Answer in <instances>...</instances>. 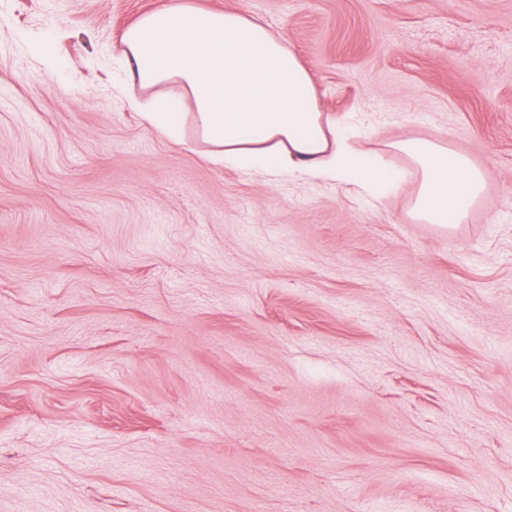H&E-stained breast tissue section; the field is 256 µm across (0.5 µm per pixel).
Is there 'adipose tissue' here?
<instances>
[{
	"mask_svg": "<svg viewBox=\"0 0 512 512\" xmlns=\"http://www.w3.org/2000/svg\"><path fill=\"white\" fill-rule=\"evenodd\" d=\"M122 57L143 79L146 98L131 108L172 142L207 145L209 161L268 178L355 183L384 195L399 179L364 164L288 39L242 11H216L193 0H163L123 34ZM420 174L415 219L463 223L488 187L486 170L448 144L399 142Z\"/></svg>",
	"mask_w": 512,
	"mask_h": 512,
	"instance_id": "obj_1",
	"label": "adipose tissue"
}]
</instances>
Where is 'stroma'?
<instances>
[{
	"label": "stroma",
	"instance_id": "1",
	"mask_svg": "<svg viewBox=\"0 0 512 512\" xmlns=\"http://www.w3.org/2000/svg\"><path fill=\"white\" fill-rule=\"evenodd\" d=\"M161 0H0V512H512V0H195L401 173L269 182L143 122ZM489 174L409 214L391 142ZM392 146L407 155L420 174L414 218L443 226L463 223L488 187L486 170L446 142L407 140Z\"/></svg>",
	"mask_w": 512,
	"mask_h": 512
}]
</instances>
